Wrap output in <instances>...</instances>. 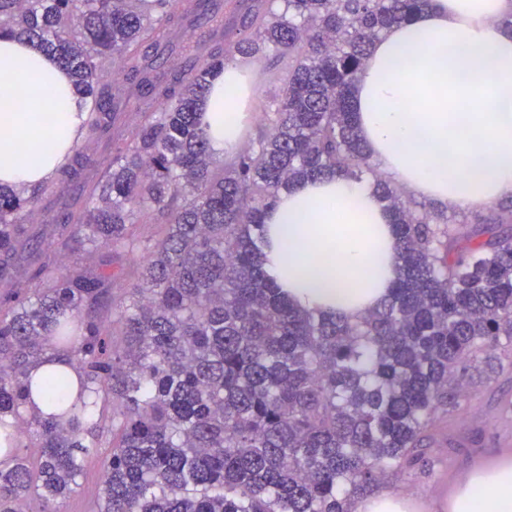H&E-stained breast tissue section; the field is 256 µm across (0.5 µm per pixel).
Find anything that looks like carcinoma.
<instances>
[{
  "instance_id": "cac0c4a2",
  "label": "carcinoma",
  "mask_w": 512,
  "mask_h": 512,
  "mask_svg": "<svg viewBox=\"0 0 512 512\" xmlns=\"http://www.w3.org/2000/svg\"><path fill=\"white\" fill-rule=\"evenodd\" d=\"M180 2L0 0V38L53 55L89 99L38 235L43 184L0 187V283H33L0 295V512H58L104 445L92 512H351L512 348V233L454 248L512 208L448 222L376 172L355 127L373 44L431 0H217L197 45L174 36ZM238 56L281 86L255 140L217 158L200 104ZM335 173L371 176L397 237L398 279L357 320L298 308L263 266L278 194ZM99 250L95 267L60 259ZM56 352L79 380L32 376Z\"/></svg>"
}]
</instances>
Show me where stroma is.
<instances>
[{
	"label": "stroma",
	"instance_id": "1",
	"mask_svg": "<svg viewBox=\"0 0 512 512\" xmlns=\"http://www.w3.org/2000/svg\"><path fill=\"white\" fill-rule=\"evenodd\" d=\"M433 440L415 469L390 473L378 492L408 498L418 512H442V502L468 471L512 456V368L470 387L468 399L438 422Z\"/></svg>",
	"mask_w": 512,
	"mask_h": 512
}]
</instances>
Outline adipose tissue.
Here are the masks:
<instances>
[{"label":"adipose tissue","instance_id":"ef3b65f1","mask_svg":"<svg viewBox=\"0 0 512 512\" xmlns=\"http://www.w3.org/2000/svg\"><path fill=\"white\" fill-rule=\"evenodd\" d=\"M250 60L226 68L200 108L215 156L240 147L252 113ZM359 135L378 170L448 212L512 197V0H433L377 40L352 87ZM88 102L26 40L0 39V186L64 163ZM264 266L296 306L356 319L397 279V244L372 185L341 174L279 194L264 216ZM448 512H512V459L470 472Z\"/></svg>","mask_w":512,"mask_h":512}]
</instances>
